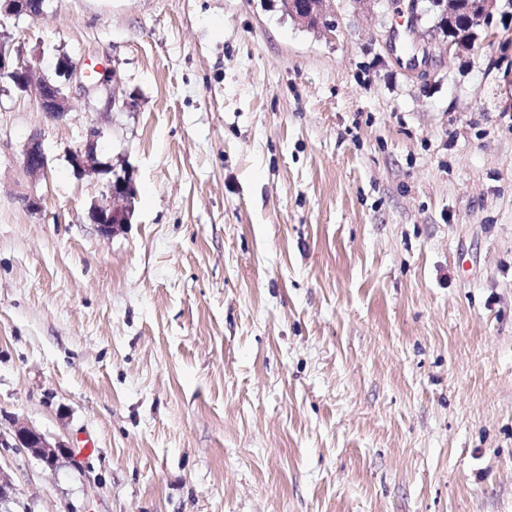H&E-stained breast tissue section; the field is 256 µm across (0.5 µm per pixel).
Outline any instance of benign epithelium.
Wrapping results in <instances>:
<instances>
[{"label":"benign epithelium","instance_id":"7a95c632","mask_svg":"<svg viewBox=\"0 0 512 512\" xmlns=\"http://www.w3.org/2000/svg\"><path fill=\"white\" fill-rule=\"evenodd\" d=\"M329 0H283L286 12L297 22L308 27L323 25L330 28L326 22V3ZM389 7L397 15H408L409 32H414L423 15L429 13L430 8L419 7L422 0H388ZM45 0H0V28L4 26V19L26 16L32 19L43 13ZM442 9L438 25L448 39V49L460 52L473 45V37H463L457 28L458 21L463 20L469 26H478L489 23L493 17L496 0H444L440 3ZM76 75V69L64 56L56 64L55 74L49 75L31 63L21 59V56H12L8 46V36L0 33V79L7 80L15 89L32 93L36 97L39 107L49 118L60 120L70 112L67 95L64 92V83L60 78L67 80ZM85 81L79 82L82 89L102 91L106 94V105L126 109L130 107L127 101H119L114 93V85L119 82L117 71L109 65H100L92 71L85 73ZM103 136L102 129L92 123L84 134V142L70 153V163L79 174H108L107 168L98 158V141ZM23 164L26 171L34 176H43L48 171V159L42 143L37 137H32L24 145ZM105 204L92 205L87 213L89 223L97 226L103 235L112 234V228L117 224H126L130 221L135 192L131 178L117 176L108 179L106 183ZM0 446L3 448H16L36 458L49 470L57 468L62 460L75 463L72 448L63 441L50 442L44 434L29 426L27 423L15 420L8 433H0Z\"/></svg>","mask_w":512,"mask_h":512}]
</instances>
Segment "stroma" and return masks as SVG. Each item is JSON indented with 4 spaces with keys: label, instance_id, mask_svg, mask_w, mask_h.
Segmentation results:
<instances>
[{
    "label": "stroma",
    "instance_id": "obj_1",
    "mask_svg": "<svg viewBox=\"0 0 512 512\" xmlns=\"http://www.w3.org/2000/svg\"><path fill=\"white\" fill-rule=\"evenodd\" d=\"M47 0L6 20L128 110L0 87L5 512H512V0L450 54L383 0ZM428 44L390 53L389 31ZM129 175V224L86 219ZM38 137L47 176L22 149ZM40 208L27 205L28 198ZM92 439L93 453L81 452ZM329 0H283L286 12L297 22L307 27H316L322 24L324 28L331 31L329 23L326 22V3ZM89 86L81 81L79 76V87L85 90L91 88L94 91H103L106 94L107 108H113L116 105L120 109H126L131 106L128 101L123 100L121 105L119 99L116 98L114 93V85L119 82L117 71L110 65L101 64L99 68L95 67L91 72H86L83 76ZM103 136L102 129L95 123H91L85 131L84 142L70 153V163L78 174H108L112 169L106 166L98 158V141ZM0 446L22 450L49 470L56 469L61 460L76 464L72 448L63 441L52 443L44 434L18 419H14L7 434L0 431Z\"/></svg>",
    "mask_w": 512,
    "mask_h": 512
}]
</instances>
